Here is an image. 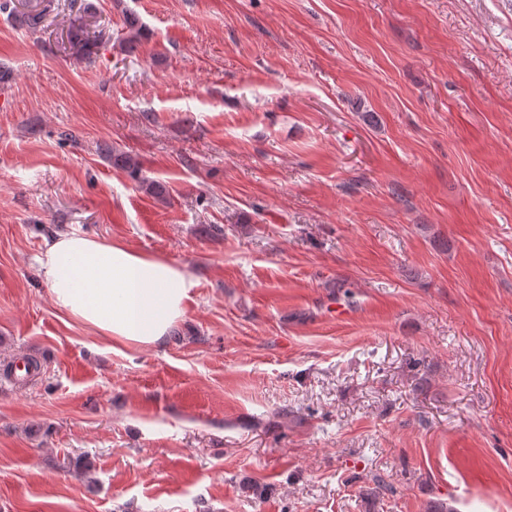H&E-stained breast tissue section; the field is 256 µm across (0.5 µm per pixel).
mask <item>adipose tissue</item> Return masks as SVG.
Masks as SVG:
<instances>
[{
	"label": "adipose tissue",
	"mask_w": 512,
	"mask_h": 512,
	"mask_svg": "<svg viewBox=\"0 0 512 512\" xmlns=\"http://www.w3.org/2000/svg\"><path fill=\"white\" fill-rule=\"evenodd\" d=\"M36 261L57 308L143 348L166 342L197 285L184 266L76 231L46 238Z\"/></svg>",
	"instance_id": "adipose-tissue-1"
}]
</instances>
